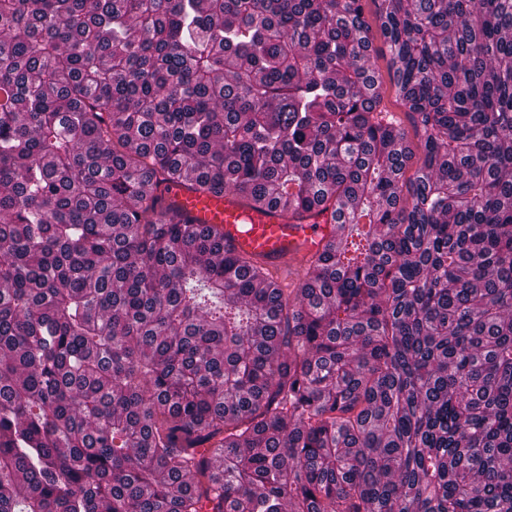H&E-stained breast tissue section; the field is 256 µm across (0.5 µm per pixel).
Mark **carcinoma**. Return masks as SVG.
I'll return each mask as SVG.
<instances>
[{"instance_id":"cac0c4a2","label":"carcinoma","mask_w":512,"mask_h":512,"mask_svg":"<svg viewBox=\"0 0 512 512\" xmlns=\"http://www.w3.org/2000/svg\"><path fill=\"white\" fill-rule=\"evenodd\" d=\"M376 2L417 158L363 0H0V512H512V0ZM364 12L365 16L371 26L372 34L374 39L372 40L371 47V60L374 63L378 72L382 75L384 85H383V105L386 109L394 114V116L399 119L402 124L407 128L409 132V137L412 141V132L410 130L408 121L406 119L405 112L407 109L401 103V101L397 98L394 93V89L391 86V81L388 76L387 69V55L382 52L385 48L384 39L380 33V21L377 18V6L376 3L372 0H363ZM415 142V141H414ZM177 200L195 224L224 232V250L245 253L264 262L282 281L288 282V261L316 254L333 242L340 224H332L326 212L305 220L293 218L288 206L253 209L230 193L200 194L174 186Z\"/></svg>"}]
</instances>
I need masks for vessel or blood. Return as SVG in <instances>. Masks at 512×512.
Here are the masks:
<instances>
[{
  "label": "vessel or blood",
  "mask_w": 512,
  "mask_h": 512,
  "mask_svg": "<svg viewBox=\"0 0 512 512\" xmlns=\"http://www.w3.org/2000/svg\"><path fill=\"white\" fill-rule=\"evenodd\" d=\"M171 195L194 223L221 230L225 249L264 262L284 281L290 277L289 261L316 254L339 231L326 213L300 221L283 204L253 209L228 193L200 194L181 186Z\"/></svg>",
  "instance_id": "obj_1"
}]
</instances>
